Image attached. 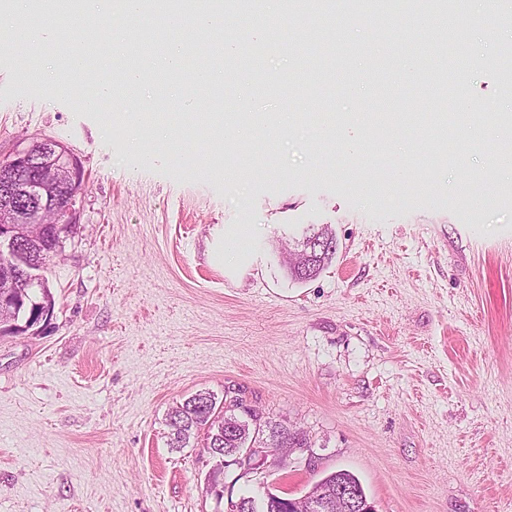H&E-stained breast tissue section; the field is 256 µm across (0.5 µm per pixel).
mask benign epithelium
Listing matches in <instances>:
<instances>
[{
    "label": "benign epithelium",
    "instance_id": "7a95c632",
    "mask_svg": "<svg viewBox=\"0 0 512 512\" xmlns=\"http://www.w3.org/2000/svg\"><path fill=\"white\" fill-rule=\"evenodd\" d=\"M0 253L5 260L0 262V310H7L9 323L0 322V334H22L31 327L47 320L52 307L34 300L25 290L16 288V273L26 267L22 255L16 253L19 238L30 235V231L42 230L45 225L43 200L56 190L60 175L79 181L81 169L76 156L64 145L56 142L48 156L34 153L31 146L15 151L0 164ZM307 452L305 462L316 458L314 450L308 448H269L266 440L259 438L251 447L237 457L238 467L245 472L255 469L254 459L268 464L274 470L292 454ZM357 495L340 488L336 490L312 489L300 497L285 499L286 512H358Z\"/></svg>",
    "mask_w": 512,
    "mask_h": 512
}]
</instances>
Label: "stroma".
<instances>
[{"label": "stroma", "mask_w": 512, "mask_h": 512, "mask_svg": "<svg viewBox=\"0 0 512 512\" xmlns=\"http://www.w3.org/2000/svg\"><path fill=\"white\" fill-rule=\"evenodd\" d=\"M306 35L260 44L270 89L237 94L250 113L301 114L288 133L209 126L205 92L169 144L140 151L139 102L109 116L90 86L46 95L24 47L0 49V160L51 139L82 169L76 227L43 273L52 315L42 333L0 337V512H214L205 432L170 448L166 418L230 388L306 432L317 458L225 468V495L300 496L345 470L376 512H512V133L490 120L474 140L456 103L512 113V41L472 9L456 49L493 58L458 78L454 132L437 139L425 85L403 68L419 45L452 62L422 13L402 39L353 14L322 46L319 84L299 87ZM78 38L103 48L93 76L122 58L101 19L57 26L42 48L61 59ZM332 123L357 155L322 138ZM240 164L255 172L244 184L226 174ZM312 225L337 252L300 282L285 256Z\"/></svg>", "instance_id": "stroma-1"}]
</instances>
